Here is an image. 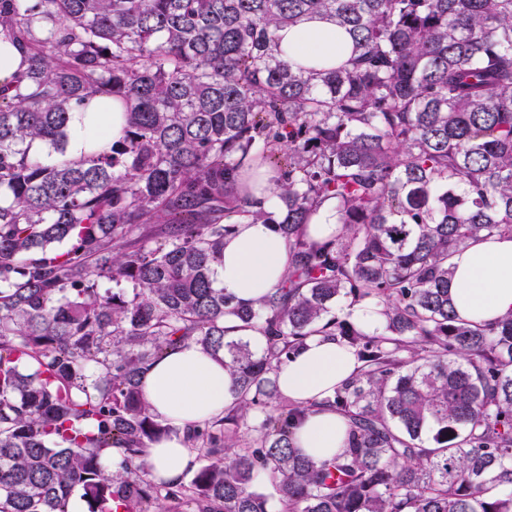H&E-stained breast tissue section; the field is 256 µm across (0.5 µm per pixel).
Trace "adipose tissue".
I'll return each instance as SVG.
<instances>
[{"label":"adipose tissue","mask_w":512,"mask_h":512,"mask_svg":"<svg viewBox=\"0 0 512 512\" xmlns=\"http://www.w3.org/2000/svg\"><path fill=\"white\" fill-rule=\"evenodd\" d=\"M280 49L301 64L335 63L345 36L321 19H309L278 32ZM124 114L101 103L72 115L67 155L84 154L88 140L121 137ZM450 288L454 307L463 319L494 322L512 313V236L482 237L452 257ZM291 266L285 239L269 224L239 223L224 239V261L215 268L216 287L243 306H252L280 287ZM357 369L353 351L320 333L312 334L277 376L283 397L305 406L306 416L294 430V447L317 459L332 458L342 448L346 421L317 403L349 380ZM143 392L154 412L170 426L169 437L154 443L148 461L155 477L180 480L195 465L184 445L194 425L223 416L233 399L232 380L224 360L203 352L192 342L158 360L143 379Z\"/></svg>","instance_id":"adipose-tissue-1"}]
</instances>
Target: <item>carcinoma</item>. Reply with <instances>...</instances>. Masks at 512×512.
<instances>
[{
    "label": "carcinoma",
    "mask_w": 512,
    "mask_h": 512,
    "mask_svg": "<svg viewBox=\"0 0 512 512\" xmlns=\"http://www.w3.org/2000/svg\"><path fill=\"white\" fill-rule=\"evenodd\" d=\"M311 15L345 62L281 58L277 31ZM0 42L26 54L0 86V512H70L76 491L87 512H269L261 482L278 512H512V315L468 323L449 295L456 250L512 235V0H0ZM94 100L123 135L71 159ZM262 168L276 214L248 202ZM329 199L341 231L312 240ZM244 221L291 256L255 308L214 280ZM340 300L375 302L380 332ZM315 332L359 362L320 403L348 424L323 461L276 384ZM188 340L224 356L236 402L187 431L197 469L156 482L169 427L141 380Z\"/></svg>",
    "instance_id": "1"
}]
</instances>
